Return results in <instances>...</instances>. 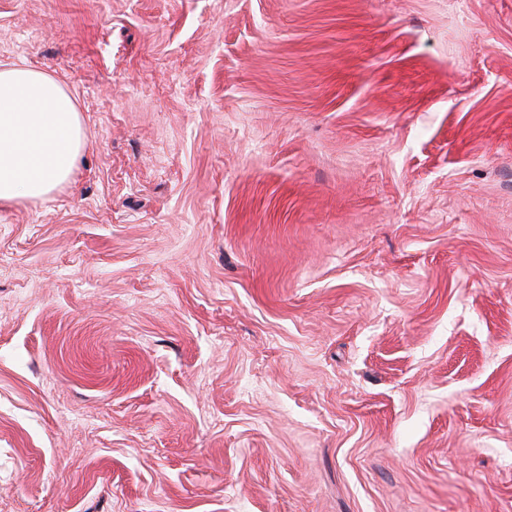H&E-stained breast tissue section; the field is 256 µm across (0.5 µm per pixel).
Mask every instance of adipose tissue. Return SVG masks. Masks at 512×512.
Here are the masks:
<instances>
[{
  "instance_id": "1",
  "label": "adipose tissue",
  "mask_w": 512,
  "mask_h": 512,
  "mask_svg": "<svg viewBox=\"0 0 512 512\" xmlns=\"http://www.w3.org/2000/svg\"><path fill=\"white\" fill-rule=\"evenodd\" d=\"M85 147L75 99L58 80L20 65L0 68V206L63 187Z\"/></svg>"
}]
</instances>
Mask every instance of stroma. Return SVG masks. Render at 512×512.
<instances>
[{
	"instance_id": "1",
	"label": "stroma",
	"mask_w": 512,
	"mask_h": 512,
	"mask_svg": "<svg viewBox=\"0 0 512 512\" xmlns=\"http://www.w3.org/2000/svg\"><path fill=\"white\" fill-rule=\"evenodd\" d=\"M73 95L0 208V512H512V0H0Z\"/></svg>"
}]
</instances>
